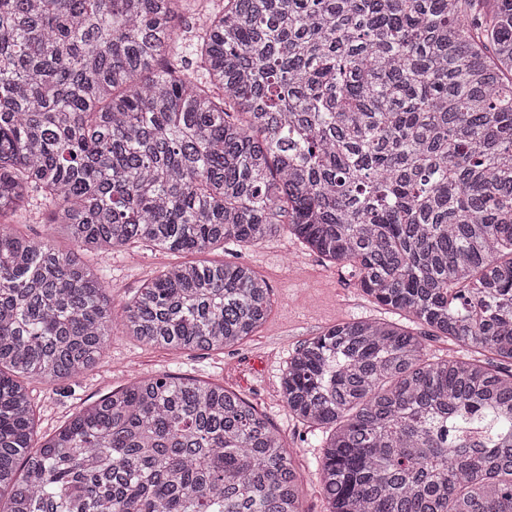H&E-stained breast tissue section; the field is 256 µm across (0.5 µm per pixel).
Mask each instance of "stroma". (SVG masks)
Segmentation results:
<instances>
[{
	"label": "stroma",
	"instance_id": "stroma-1",
	"mask_svg": "<svg viewBox=\"0 0 512 512\" xmlns=\"http://www.w3.org/2000/svg\"><path fill=\"white\" fill-rule=\"evenodd\" d=\"M205 258L245 263L268 283L273 309L255 336L233 348L175 354L115 333L102 363L76 384L58 388L30 383L37 434H53L83 405L134 378L196 377L238 392L267 416L296 450L304 512H327L316 472L322 434L289 415L281 393L282 374L290 356L326 327L356 317L383 319L387 313L357 287L348 269L307 251L284 230L255 246L227 243ZM184 260V255L138 244L114 249L105 279L115 305H122L166 267Z\"/></svg>",
	"mask_w": 512,
	"mask_h": 512
}]
</instances>
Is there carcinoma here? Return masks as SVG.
<instances>
[{
	"mask_svg": "<svg viewBox=\"0 0 512 512\" xmlns=\"http://www.w3.org/2000/svg\"><path fill=\"white\" fill-rule=\"evenodd\" d=\"M190 4L0 0V512H304L281 433L221 384L139 378L42 441L28 391L118 324L222 350L272 309L250 266L202 261L118 316L86 254L285 225L422 328L344 321L288 360L328 512H512V0ZM34 193L74 249L5 223Z\"/></svg>",
	"mask_w": 512,
	"mask_h": 512,
	"instance_id": "carcinoma-1",
	"label": "carcinoma"
}]
</instances>
